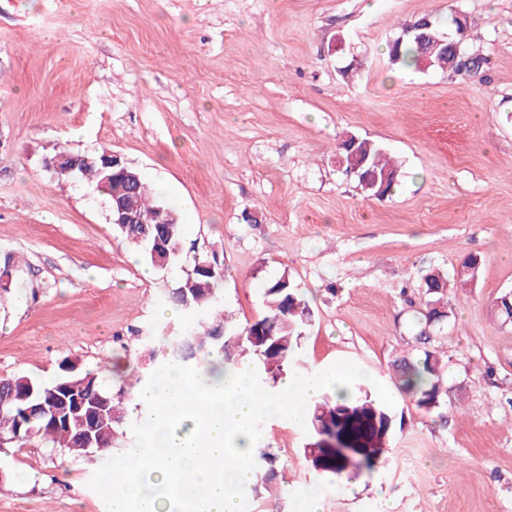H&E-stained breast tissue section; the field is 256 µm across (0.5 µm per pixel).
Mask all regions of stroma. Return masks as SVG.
Returning <instances> with one entry per match:
<instances>
[{"label": "stroma", "instance_id": "1", "mask_svg": "<svg viewBox=\"0 0 512 512\" xmlns=\"http://www.w3.org/2000/svg\"><path fill=\"white\" fill-rule=\"evenodd\" d=\"M470 21L474 76L391 69L386 43L425 13ZM396 162L395 194L367 196L335 167L336 139ZM120 153L179 209L186 240L224 254L225 314L264 312L288 275L312 321L296 367L343 365L389 389L393 427L349 485L312 470L310 421L270 419L277 493L239 512H512V326L489 306L512 290V0H0V255L19 258L0 299V377L50 380L67 358L127 383L182 271L152 270L93 184L47 171L59 151ZM253 212L248 224L243 213ZM479 256L455 288L442 408L415 405L393 372L412 351L406 297L433 270ZM0 512H112L104 460L33 443L0 452ZM480 258L478 256H468L463 259L461 264L453 270V288H472L478 279Z\"/></svg>", "mask_w": 512, "mask_h": 512}]
</instances>
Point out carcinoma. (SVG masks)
Instances as JSON below:
<instances>
[{"instance_id":"carcinoma-1","label":"carcinoma","mask_w":512,"mask_h":512,"mask_svg":"<svg viewBox=\"0 0 512 512\" xmlns=\"http://www.w3.org/2000/svg\"><path fill=\"white\" fill-rule=\"evenodd\" d=\"M389 63L406 69H421L424 60H432V66L442 67L447 59L433 50L430 42L414 39L394 45L387 43ZM370 165L377 174L391 172L396 181L388 183L384 190L367 189L365 193L378 199L393 194L401 185L398 166L387 159L378 145L371 146ZM77 175L95 182L96 189L107 202L126 201L137 216V223L118 227V231L133 246L139 248L144 260L155 264L152 253L137 235L147 230L161 234L167 244L170 266H179L191 258L175 288L166 299L186 314L196 319V324L175 336H163L151 345L149 364L137 372L135 382L151 385L163 368L192 369L202 355L215 356L209 371L220 364L226 369L236 367L247 355L254 364L252 378L258 386H274L291 365L300 347L311 311L305 297L293 285L287 275L269 281L264 288L265 314L244 325H237L224 318L220 310V282L224 267L211 275L201 268L204 263L216 262V251L198 253L195 245H187L183 235V223L176 208L151 196L150 187L143 177H138L134 192H129L125 181L108 179L96 166H86ZM480 258L474 255L463 259L453 270V285L473 287L478 279ZM423 288L419 302L407 300L414 308L418 333L414 340L428 344L435 328L441 327L453 313L448 300V277L432 271L422 278ZM490 312L502 323H512V291L497 297ZM404 389L415 398L416 406L428 413L442 405L443 376L441 352L425 349L414 358L404 356L397 361ZM69 394L70 404L62 409L57 395ZM132 388L119 387L117 391L103 384L98 373L82 367L79 360L65 359L59 372L49 382L28 376L0 378V434L19 438V444L30 440L44 448L58 452L72 460H80L90 453L107 454L118 439L128 405L133 403ZM313 428L329 435L347 433L352 422L361 416L377 418L380 431L390 434L393 418L390 411L358 384L347 392L325 391L306 408ZM97 421V439L102 447L85 448L78 439L77 430L85 419ZM383 451L367 449L364 456L336 457L328 448L320 447L316 440L305 448V457L313 470L325 465L322 475L349 478L362 469H371L379 461ZM253 480L236 488V494L271 488L277 479V456L270 448H257L250 458Z\"/></svg>"}]
</instances>
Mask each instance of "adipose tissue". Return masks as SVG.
Here are the masks:
<instances>
[{
	"label": "adipose tissue",
	"instance_id": "adipose-tissue-1",
	"mask_svg": "<svg viewBox=\"0 0 512 512\" xmlns=\"http://www.w3.org/2000/svg\"><path fill=\"white\" fill-rule=\"evenodd\" d=\"M345 377L344 367H315L268 389L249 381L242 367L214 375L164 370L157 386L137 395L146 445L110 450L112 479L101 493L122 502L123 512H164L162 501L143 493L138 481L151 470L185 476L196 512H238L229 489L251 480L245 461L255 450L258 421L286 415L301 422L302 406Z\"/></svg>",
	"mask_w": 512,
	"mask_h": 512
}]
</instances>
